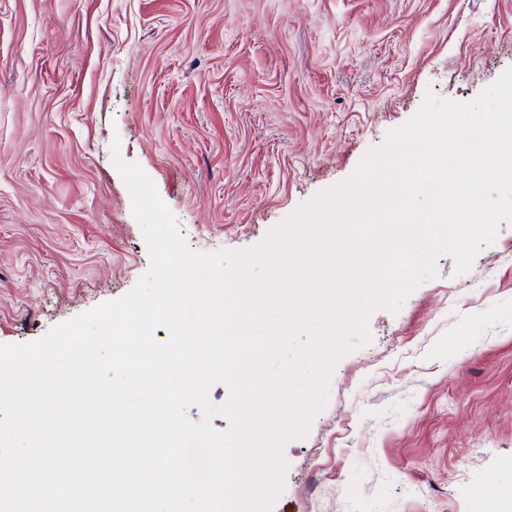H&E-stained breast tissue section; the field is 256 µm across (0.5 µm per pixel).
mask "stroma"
Masks as SVG:
<instances>
[{
	"mask_svg": "<svg viewBox=\"0 0 512 512\" xmlns=\"http://www.w3.org/2000/svg\"><path fill=\"white\" fill-rule=\"evenodd\" d=\"M510 68L512 0H0V346L148 270L113 153L193 249L246 250L427 92ZM434 266L337 363L272 512H480L512 486V225Z\"/></svg>",
	"mask_w": 512,
	"mask_h": 512,
	"instance_id": "1",
	"label": "stroma"
}]
</instances>
